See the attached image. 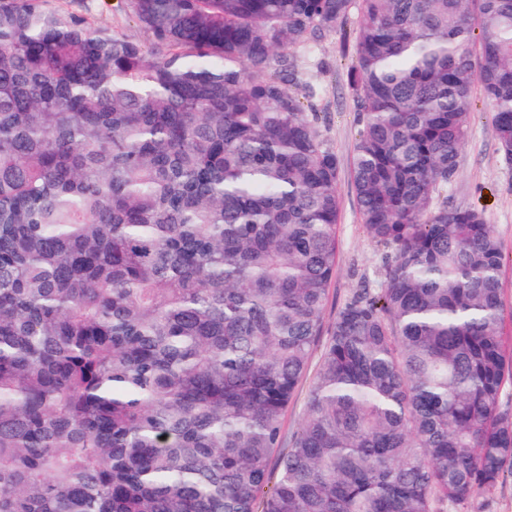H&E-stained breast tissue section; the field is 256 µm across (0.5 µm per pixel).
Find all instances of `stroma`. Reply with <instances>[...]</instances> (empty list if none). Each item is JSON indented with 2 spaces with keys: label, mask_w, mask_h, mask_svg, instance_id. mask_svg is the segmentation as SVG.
I'll use <instances>...</instances> for the list:
<instances>
[{
  "label": "stroma",
  "mask_w": 512,
  "mask_h": 512,
  "mask_svg": "<svg viewBox=\"0 0 512 512\" xmlns=\"http://www.w3.org/2000/svg\"><path fill=\"white\" fill-rule=\"evenodd\" d=\"M45 4L50 9L82 15L95 27L136 40L145 37L134 17L132 0H45ZM352 60L350 45L341 35L331 33L313 46L304 76L319 90L312 104L320 114V134L340 160L336 275L324 307V320L328 323L355 289L377 286L384 276L386 255L385 249L367 236L360 222L351 182L350 162L359 129L346 78ZM491 113L489 104L478 102L446 197L450 205L483 210L505 253L512 255V164L506 163L498 150Z\"/></svg>",
  "instance_id": "1"
}]
</instances>
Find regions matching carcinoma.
Segmentation results:
<instances>
[{"instance_id":"1","label":"carcinoma","mask_w":512,"mask_h":512,"mask_svg":"<svg viewBox=\"0 0 512 512\" xmlns=\"http://www.w3.org/2000/svg\"><path fill=\"white\" fill-rule=\"evenodd\" d=\"M44 2L0 0V512H484L508 256L435 198L476 87L512 163V0H133L148 44ZM331 32L390 255L327 327L340 161L298 51ZM318 356L319 354L317 353L313 357L307 378L300 385L294 402L288 407L284 420V431L287 435L296 430L303 418L311 381L318 364Z\"/></svg>"}]
</instances>
